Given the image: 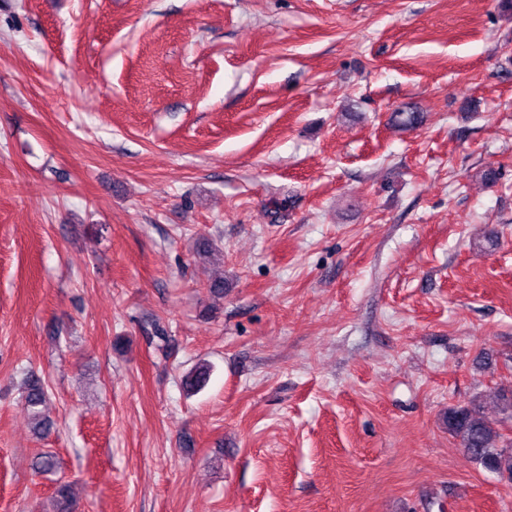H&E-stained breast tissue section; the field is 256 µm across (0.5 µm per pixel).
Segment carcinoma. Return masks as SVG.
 <instances>
[{
	"label": "carcinoma",
	"mask_w": 512,
	"mask_h": 512,
	"mask_svg": "<svg viewBox=\"0 0 512 512\" xmlns=\"http://www.w3.org/2000/svg\"><path fill=\"white\" fill-rule=\"evenodd\" d=\"M211 366L206 363L197 365L184 379L187 391L201 390L208 382ZM47 397L46 383L36 374H30L24 387V403L36 420L37 429L45 432L48 424L40 419L41 407ZM448 432L456 438L464 452L476 464L496 474L502 479L512 481V437L502 438L480 410L472 407H451L446 416ZM54 512H74L75 505L71 495V486L60 483L52 496Z\"/></svg>",
	"instance_id": "1"
}]
</instances>
